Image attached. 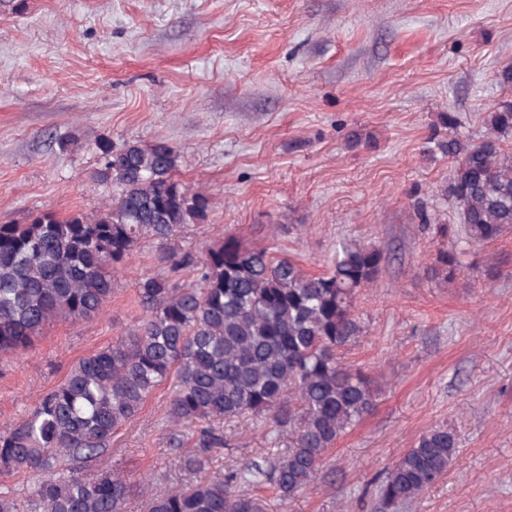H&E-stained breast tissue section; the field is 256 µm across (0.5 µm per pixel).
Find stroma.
Segmentation results:
<instances>
[{
	"instance_id": "35a3bbf8",
	"label": "stroma",
	"mask_w": 512,
	"mask_h": 512,
	"mask_svg": "<svg viewBox=\"0 0 512 512\" xmlns=\"http://www.w3.org/2000/svg\"><path fill=\"white\" fill-rule=\"evenodd\" d=\"M510 64L512 0H0V224L108 208L112 189L93 178L104 141L168 142L183 157L175 179L213 199L203 223L140 241L101 316L57 319L0 358V429L138 323L160 248L198 254L232 236L318 274L358 240L390 252L355 296L362 333L341 352L373 377L375 407L312 487L285 502L262 482L246 494L262 512H377L375 479L444 426L458 440L447 476L400 512H512V230L466 247L459 279L437 282L426 269L440 240L414 213L456 223L436 141L483 135L512 98ZM444 112L456 128L440 127ZM169 406L165 384L112 439L110 462L138 484L127 512L143 510L142 479H195L180 458L200 425H173ZM210 426L224 437L211 477L294 443L261 418Z\"/></svg>"
}]
</instances>
